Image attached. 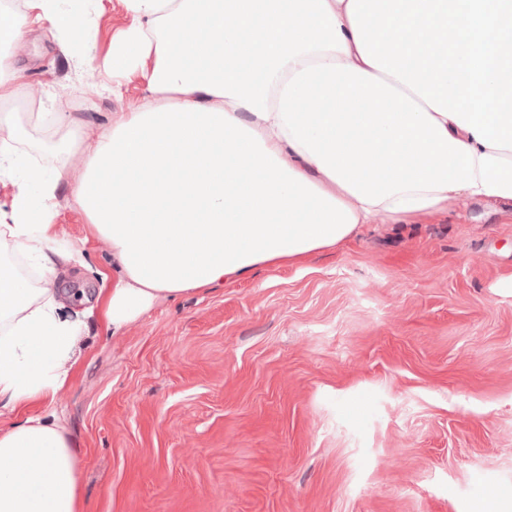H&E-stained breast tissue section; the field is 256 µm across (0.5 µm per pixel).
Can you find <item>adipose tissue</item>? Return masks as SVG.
I'll return each instance as SVG.
<instances>
[{
    "label": "adipose tissue",
    "instance_id": "adipose-tissue-1",
    "mask_svg": "<svg viewBox=\"0 0 512 512\" xmlns=\"http://www.w3.org/2000/svg\"><path fill=\"white\" fill-rule=\"evenodd\" d=\"M112 94L143 105L60 124L84 149L74 204L112 254L109 328L163 297L214 288L354 237L487 200L512 212V0H122ZM0 12V43L49 24L70 56L85 14L62 0ZM0 119V512H84L77 448L30 414L69 377L85 323L65 314L49 235L60 173L18 153ZM35 267L19 273L17 258Z\"/></svg>",
    "mask_w": 512,
    "mask_h": 512
}]
</instances>
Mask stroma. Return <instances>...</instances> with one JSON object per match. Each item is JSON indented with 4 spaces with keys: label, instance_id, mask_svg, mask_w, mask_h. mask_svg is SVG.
<instances>
[{
    "label": "stroma",
    "instance_id": "obj_1",
    "mask_svg": "<svg viewBox=\"0 0 512 512\" xmlns=\"http://www.w3.org/2000/svg\"><path fill=\"white\" fill-rule=\"evenodd\" d=\"M92 51L64 54L32 26L5 61L25 94L1 103L22 148L66 176L50 231L66 286L97 292L112 257L70 189L82 152L53 150L56 120L136 110L105 92L121 0H93ZM95 83H88V76ZM105 297L85 356L53 401L78 448L86 512H512V219L466 204L435 224H365L293 264L176 298L112 333Z\"/></svg>",
    "mask_w": 512,
    "mask_h": 512
}]
</instances>
